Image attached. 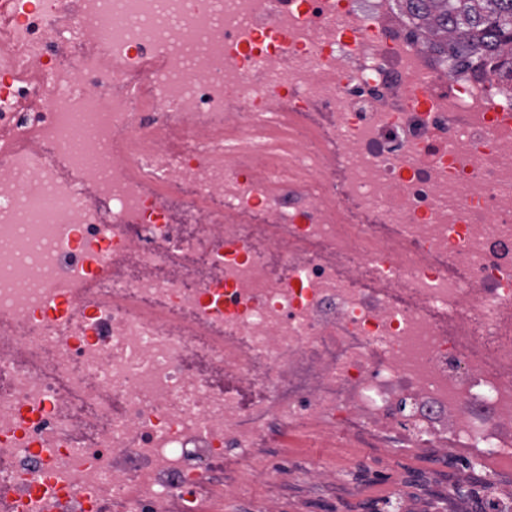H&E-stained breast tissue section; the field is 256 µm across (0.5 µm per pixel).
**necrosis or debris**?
I'll list each match as a JSON object with an SVG mask.
<instances>
[{"label":"necrosis or debris","mask_w":512,"mask_h":512,"mask_svg":"<svg viewBox=\"0 0 512 512\" xmlns=\"http://www.w3.org/2000/svg\"><path fill=\"white\" fill-rule=\"evenodd\" d=\"M12 13L0 512H224L273 487L260 450L291 429L512 461L496 58L451 67L397 0ZM270 26L286 40L246 44ZM63 264L95 277L57 316Z\"/></svg>","instance_id":"4bbe7bcc"}]
</instances>
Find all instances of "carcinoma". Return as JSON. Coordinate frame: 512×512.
I'll return each instance as SVG.
<instances>
[{"label":"carcinoma","mask_w":512,"mask_h":512,"mask_svg":"<svg viewBox=\"0 0 512 512\" xmlns=\"http://www.w3.org/2000/svg\"><path fill=\"white\" fill-rule=\"evenodd\" d=\"M412 16L448 31L458 33L449 48L452 65L463 63L461 49L480 55L487 49L512 45V0H408Z\"/></svg>","instance_id":"1"}]
</instances>
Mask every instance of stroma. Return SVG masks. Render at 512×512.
<instances>
[{
  "mask_svg": "<svg viewBox=\"0 0 512 512\" xmlns=\"http://www.w3.org/2000/svg\"><path fill=\"white\" fill-rule=\"evenodd\" d=\"M264 459L278 473L277 494L268 498L264 485L244 488L224 499V512H374L385 499L399 512H489L491 500L512 493V466L469 467L466 460L444 459L423 448L325 447L319 436H289L287 448L269 443ZM323 466L313 478V465ZM471 489L461 499L456 486Z\"/></svg>",
  "mask_w": 512,
  "mask_h": 512,
  "instance_id": "obj_1",
  "label": "stroma"
}]
</instances>
